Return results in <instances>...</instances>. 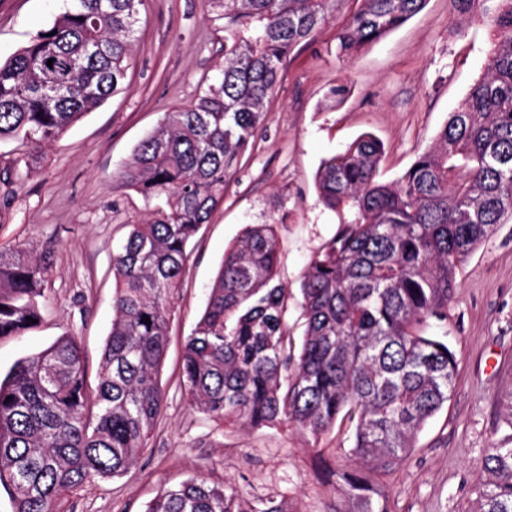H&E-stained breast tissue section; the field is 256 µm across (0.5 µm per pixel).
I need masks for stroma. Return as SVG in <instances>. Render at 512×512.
<instances>
[{
	"label": "stroma",
	"mask_w": 512,
	"mask_h": 512,
	"mask_svg": "<svg viewBox=\"0 0 512 512\" xmlns=\"http://www.w3.org/2000/svg\"><path fill=\"white\" fill-rule=\"evenodd\" d=\"M60 0H0V60L51 23ZM494 41L475 21L452 22L449 0L422 11L349 60L330 31L288 61L264 129L224 187V201L188 247L161 372L164 409L138 462L119 477L75 491L69 512H143L164 487L195 475L229 482L245 497H272L289 512H329L339 497L323 464L343 460L345 426L319 438L289 426L253 429L196 412L180 387L183 346L206 305L224 251L252 224L277 222L279 274L292 295L288 330L302 341L298 301L304 272L335 235L339 217L318 200L321 162L363 133L385 147V179L428 149L449 112L482 73ZM224 62V31L205 0H147L125 89L86 114L24 163L26 149L0 141V250L54 242L40 319L0 337V380L59 337L80 343L96 374L112 326V251L149 210L114 175L164 112L192 102L204 74ZM345 86L340 100L329 97ZM458 359L451 397L426 424L411 456L384 477L392 512H474L481 461L512 441V222L500 225L462 264L439 329Z\"/></svg>",
	"instance_id": "1"
}]
</instances>
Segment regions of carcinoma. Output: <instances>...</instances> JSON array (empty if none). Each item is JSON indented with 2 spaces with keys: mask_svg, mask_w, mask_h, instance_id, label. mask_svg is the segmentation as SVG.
Segmentation results:
<instances>
[{
  "mask_svg": "<svg viewBox=\"0 0 512 512\" xmlns=\"http://www.w3.org/2000/svg\"><path fill=\"white\" fill-rule=\"evenodd\" d=\"M334 28L346 59L419 13L427 0H206L224 25V64L188 105L163 113L115 175L146 203L165 199L112 255V328L96 384L71 336L18 362L0 382V485L14 512H63L97 478L125 474L162 414L159 373L186 248L253 148L284 64ZM455 24L495 32L483 74L432 147L397 179H381L370 133L324 160L320 202L340 216L301 288V348L288 333L274 224H254L224 251L187 337L181 387L192 408L229 425H289L317 437L348 422L333 512H389L380 477L416 447L448 402L458 361L429 326L448 319L456 272L497 226L512 222V0H450ZM145 0H65L50 26L0 63V140L32 150L123 89ZM52 65H47V61ZM55 245L0 251V336L39 319ZM476 512H512V447L487 450ZM145 512H288L191 477Z\"/></svg>",
  "mask_w": 512,
  "mask_h": 512,
  "instance_id": "cac0c4a2",
  "label": "carcinoma"
}]
</instances>
